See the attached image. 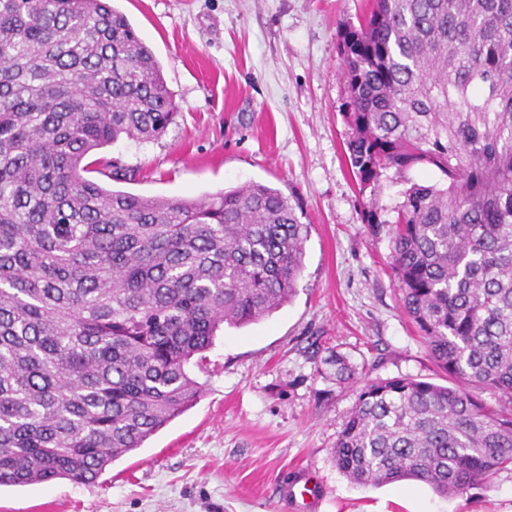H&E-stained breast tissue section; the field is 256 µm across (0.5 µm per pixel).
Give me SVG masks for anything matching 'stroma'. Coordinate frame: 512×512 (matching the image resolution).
<instances>
[{
    "instance_id": "1",
    "label": "stroma",
    "mask_w": 512,
    "mask_h": 512,
    "mask_svg": "<svg viewBox=\"0 0 512 512\" xmlns=\"http://www.w3.org/2000/svg\"><path fill=\"white\" fill-rule=\"evenodd\" d=\"M160 61L179 106L159 139H120L99 157L132 170L107 188L200 199L260 182L298 201L309 225L295 295L270 316L223 327L197 402L91 484L0 488V512H290L296 469L320 512H512V470L441 497L404 481L351 483L332 449L369 381L439 385L389 267L386 232L364 220L348 160L339 44L372 0H116ZM351 374L337 380L332 352Z\"/></svg>"
}]
</instances>
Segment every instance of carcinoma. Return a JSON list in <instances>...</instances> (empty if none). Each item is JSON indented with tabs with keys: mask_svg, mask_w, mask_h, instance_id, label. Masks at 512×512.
<instances>
[{
	"mask_svg": "<svg viewBox=\"0 0 512 512\" xmlns=\"http://www.w3.org/2000/svg\"><path fill=\"white\" fill-rule=\"evenodd\" d=\"M110 2L0 0V486L94 482L193 405L190 364L288 303L303 267L305 215L276 188L89 178L127 179L89 154L179 111ZM340 53L364 220L388 227L403 308L453 383H365L334 462L460 496L512 466V0H373ZM419 165L442 179L412 181Z\"/></svg>",
	"mask_w": 512,
	"mask_h": 512,
	"instance_id": "1",
	"label": "carcinoma"
}]
</instances>
